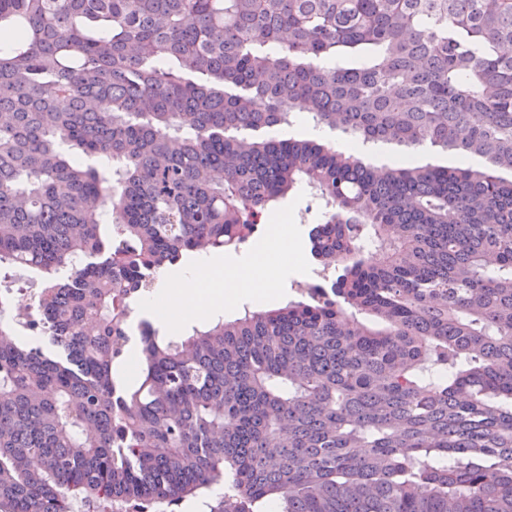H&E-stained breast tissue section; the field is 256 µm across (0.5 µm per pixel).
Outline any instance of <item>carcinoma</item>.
<instances>
[{
    "instance_id": "carcinoma-1",
    "label": "carcinoma",
    "mask_w": 512,
    "mask_h": 512,
    "mask_svg": "<svg viewBox=\"0 0 512 512\" xmlns=\"http://www.w3.org/2000/svg\"><path fill=\"white\" fill-rule=\"evenodd\" d=\"M507 47L512 0H0V265L42 273L0 316V512H512ZM301 110L491 168L252 135ZM301 184L333 296L148 326L120 376L160 270Z\"/></svg>"
}]
</instances>
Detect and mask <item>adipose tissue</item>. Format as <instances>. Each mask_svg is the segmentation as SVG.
<instances>
[{
    "instance_id": "adipose-tissue-1",
    "label": "adipose tissue",
    "mask_w": 512,
    "mask_h": 512,
    "mask_svg": "<svg viewBox=\"0 0 512 512\" xmlns=\"http://www.w3.org/2000/svg\"><path fill=\"white\" fill-rule=\"evenodd\" d=\"M291 252V241L279 236L272 244L261 246L241 267L225 264L219 256L205 255L177 276L160 274L158 287L146 294V311L160 314L162 327H180L223 304L269 298L288 274Z\"/></svg>"
}]
</instances>
